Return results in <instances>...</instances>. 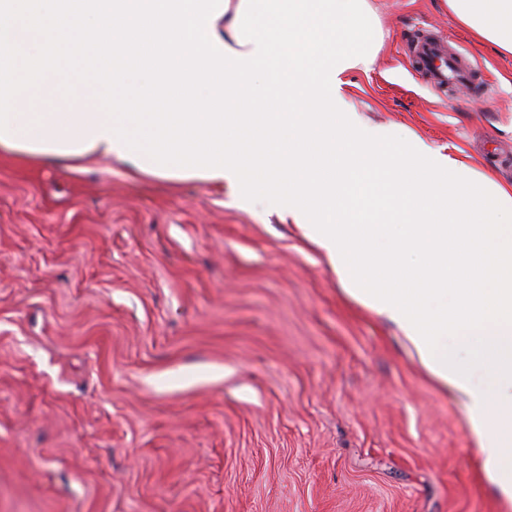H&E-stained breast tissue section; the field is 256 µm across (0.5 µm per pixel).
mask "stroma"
I'll list each match as a JSON object with an SVG mask.
<instances>
[{
	"instance_id": "stroma-1",
	"label": "stroma",
	"mask_w": 512,
	"mask_h": 512,
	"mask_svg": "<svg viewBox=\"0 0 512 512\" xmlns=\"http://www.w3.org/2000/svg\"><path fill=\"white\" fill-rule=\"evenodd\" d=\"M349 112L512 183V55L370 0ZM430 31L486 96L431 87ZM0 512H505L462 409L271 204L0 153Z\"/></svg>"
}]
</instances>
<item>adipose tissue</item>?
<instances>
[{"label": "adipose tissue", "mask_w": 512, "mask_h": 512, "mask_svg": "<svg viewBox=\"0 0 512 512\" xmlns=\"http://www.w3.org/2000/svg\"><path fill=\"white\" fill-rule=\"evenodd\" d=\"M449 14L474 39L493 46L504 54H512V0H445ZM60 76L53 75L40 88L14 96L12 104L19 115L10 119L13 141L40 148L41 159L53 156L55 148H64V161L78 166L83 147L92 154L115 157L117 145L111 144L103 131L106 115L93 99L92 88L77 84V101L62 99L56 86ZM43 118V126L25 131L24 125ZM494 394L486 399L485 409H477L473 396L464 388L445 382L444 387L463 406L467 426L476 447L481 468L494 489L495 496L512 508V386L502 378L493 381Z\"/></svg>", "instance_id": "1"}]
</instances>
